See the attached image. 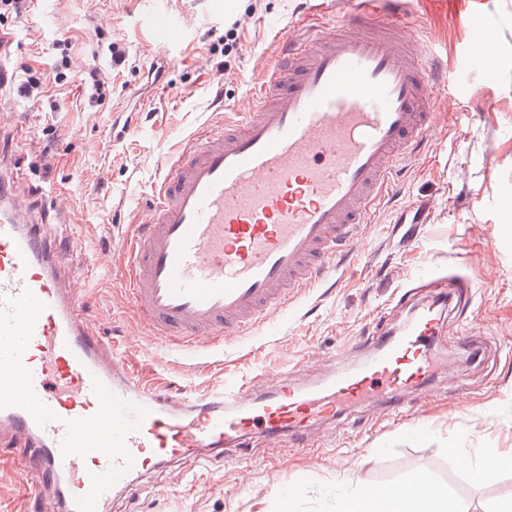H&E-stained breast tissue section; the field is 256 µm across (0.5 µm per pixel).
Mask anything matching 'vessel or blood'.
Segmentation results:
<instances>
[{
  "label": "vessel or blood",
  "mask_w": 512,
  "mask_h": 512,
  "mask_svg": "<svg viewBox=\"0 0 512 512\" xmlns=\"http://www.w3.org/2000/svg\"><path fill=\"white\" fill-rule=\"evenodd\" d=\"M334 27L283 35L281 58L244 94L235 120L163 158L146 219L127 241L131 305L152 337L186 350L250 336L288 300L336 269L390 193L406 155L436 131L447 81L401 21V0H347ZM470 64L494 77L493 30L470 19ZM79 245L46 230L42 207L0 178V433L37 483L35 512H109L139 475L219 450L241 465L251 434L318 447L342 406L381 398L401 415L405 393L432 386L440 305L463 311L467 276L408 289L406 325H381L355 366L342 354L305 385L296 374L225 380L204 394H162L132 373L117 345L89 328L72 280Z\"/></svg>",
  "instance_id": "1"
}]
</instances>
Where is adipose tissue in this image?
Returning a JSON list of instances; mask_svg holds the SVG:
<instances>
[{
  "label": "adipose tissue",
  "mask_w": 512,
  "mask_h": 512,
  "mask_svg": "<svg viewBox=\"0 0 512 512\" xmlns=\"http://www.w3.org/2000/svg\"><path fill=\"white\" fill-rule=\"evenodd\" d=\"M343 512H464L460 502L444 490L433 489L416 497L406 498L392 493L376 495L358 490L349 496Z\"/></svg>",
  "instance_id": "adipose-tissue-1"
}]
</instances>
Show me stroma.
Wrapping results in <instances>:
<instances>
[{
    "label": "stroma",
    "mask_w": 512,
    "mask_h": 512,
    "mask_svg": "<svg viewBox=\"0 0 512 512\" xmlns=\"http://www.w3.org/2000/svg\"><path fill=\"white\" fill-rule=\"evenodd\" d=\"M403 20L448 63L438 92L435 135L411 154L395 195L366 225L360 247L336 262L328 281L293 299L255 335L201 354L156 349L129 303L122 248L148 212L160 158L177 154L201 125H223L246 90L274 64L279 35L297 25L306 0H32L21 16L0 17L13 41L0 68V149L6 171L38 197L57 238L82 245L74 272L87 296L85 318L127 352L130 371L164 391L220 386L226 374L250 380L287 370L302 356L328 355L367 332L396 291L424 271L471 277L472 304L451 318L442 350L454 361L434 393L408 398L421 429L352 409L329 425L323 445L254 440L250 474L217 453L146 474L112 512H335L360 487L408 483L423 472L466 512H490L512 498V470L470 481L461 461L512 452V0H403ZM482 14L495 32V84L470 70L468 19ZM180 27L160 37L159 18ZM234 30L236 45L225 50ZM123 55L114 64L112 52ZM108 82L105 100L85 78ZM43 84L21 91L28 72ZM51 158H43L45 145ZM425 201L417 241L405 240L403 205ZM32 479L0 463V512H26Z\"/></svg>",
    "instance_id": "1"
}]
</instances>
